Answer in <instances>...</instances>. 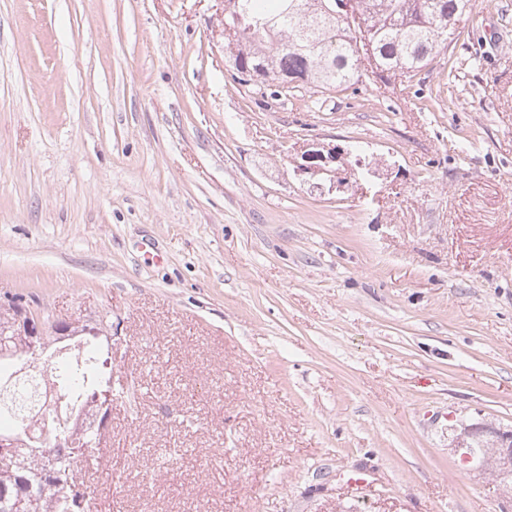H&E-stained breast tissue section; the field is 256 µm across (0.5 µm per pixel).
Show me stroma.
I'll return each mask as SVG.
<instances>
[{
  "label": "stroma",
  "mask_w": 512,
  "mask_h": 512,
  "mask_svg": "<svg viewBox=\"0 0 512 512\" xmlns=\"http://www.w3.org/2000/svg\"><path fill=\"white\" fill-rule=\"evenodd\" d=\"M458 29L260 106L221 0H0V301L112 322L90 512H512L451 446L512 429V0ZM348 150L343 149L339 146H325L321 144H312L303 154L302 158L304 163L300 164L299 169L302 173L308 174L310 177L323 176L326 177L330 183H332V188H340L346 184L344 177L338 176L341 174L339 172L341 169L339 165L343 167L348 164L350 168L355 170L354 177H366L368 174V169L370 174L373 176L376 175V172L372 170V168L365 162L364 165L360 166L358 162V157L355 156L353 159H348V164L346 162ZM368 167V169H367Z\"/></svg>",
  "instance_id": "stroma-1"
}]
</instances>
